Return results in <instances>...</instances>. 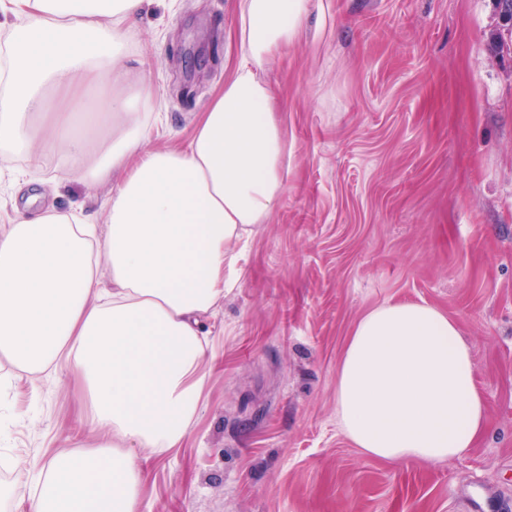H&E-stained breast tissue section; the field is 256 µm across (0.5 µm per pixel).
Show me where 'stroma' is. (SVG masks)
Segmentation results:
<instances>
[{"mask_svg": "<svg viewBox=\"0 0 512 512\" xmlns=\"http://www.w3.org/2000/svg\"><path fill=\"white\" fill-rule=\"evenodd\" d=\"M238 0H146L130 67L160 103L151 149H178L240 59ZM496 0H310L260 71L288 140L287 189L240 245V277L206 323L200 411L179 448L141 464L144 512H512V54ZM24 155L0 146V219ZM52 204L106 221L117 180L46 160ZM389 302L452 317L487 425L442 462L357 448L336 383L358 321ZM0 456L104 441L71 369L4 364ZM38 388V399L29 391Z\"/></svg>", "mask_w": 512, "mask_h": 512, "instance_id": "obj_1", "label": "stroma"}]
</instances>
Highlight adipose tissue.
Listing matches in <instances>:
<instances>
[{
  "mask_svg": "<svg viewBox=\"0 0 512 512\" xmlns=\"http://www.w3.org/2000/svg\"><path fill=\"white\" fill-rule=\"evenodd\" d=\"M143 0H0V145L32 166L56 157L93 181L122 174L108 234L83 208L47 206L0 226V355L33 372L68 363L110 439L21 467L0 505L28 512H141L140 452L165 454L201 402L205 320L239 276L237 242L283 194L288 152L258 73L288 44L309 0H239L241 61L181 150L144 149L155 105L122 93L129 19ZM112 119V143L89 160L69 130L72 107ZM476 364L455 320L412 302L357 324L336 387L343 433L386 460L440 462L486 426Z\"/></svg>",
  "mask_w": 512,
  "mask_h": 512,
  "instance_id": "ef3b65f1",
  "label": "adipose tissue"
}]
</instances>
